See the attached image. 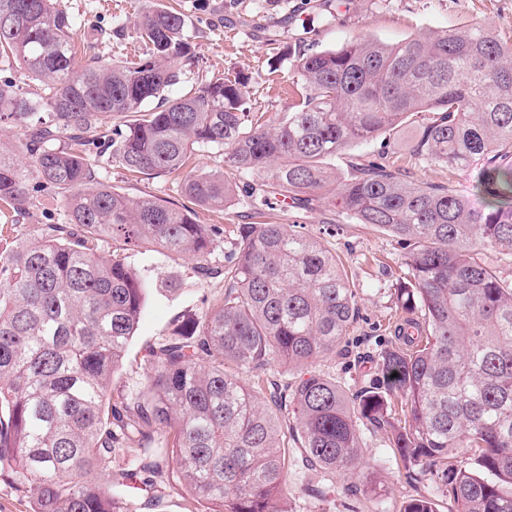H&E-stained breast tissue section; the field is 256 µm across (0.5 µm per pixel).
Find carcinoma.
Returning <instances> with one entry per match:
<instances>
[{
    "mask_svg": "<svg viewBox=\"0 0 512 512\" xmlns=\"http://www.w3.org/2000/svg\"><path fill=\"white\" fill-rule=\"evenodd\" d=\"M3 17L0 54L39 87L0 81V123L25 130L22 145L0 143V205L29 212L34 177L60 196L67 223L34 224L0 252V485L32 512H123L119 488L149 509L170 462L204 512H287L282 430L297 432L307 469L346 473L361 463L366 419L406 467L437 475L457 512H512V279L484 258L512 255V36L476 22L396 44L300 45L292 102L271 127L247 112L242 76L199 77L170 96L186 79L181 62L196 57L180 11L139 17L138 60L83 65L59 0H0ZM411 117L410 155L474 174L484 204L382 157L337 181L336 205L396 238L407 270L391 288L404 314L395 343L357 401L313 370L347 343L355 285L319 238L281 224L235 225L222 298L148 346L141 391L113 387L147 290L122 253L152 246L206 280L219 273V227L115 192L90 145L112 147L132 173L178 174L184 196L217 211L236 186L190 160L223 149L234 171L267 179L295 208L328 181L324 158ZM275 361L301 372L296 384L272 379ZM135 447L146 461L113 470L116 451Z\"/></svg>",
    "mask_w": 512,
    "mask_h": 512,
    "instance_id": "cac0c4a2",
    "label": "carcinoma"
}]
</instances>
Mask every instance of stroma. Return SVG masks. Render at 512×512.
Masks as SVG:
<instances>
[{
	"label": "stroma",
	"mask_w": 512,
	"mask_h": 512,
	"mask_svg": "<svg viewBox=\"0 0 512 512\" xmlns=\"http://www.w3.org/2000/svg\"><path fill=\"white\" fill-rule=\"evenodd\" d=\"M178 2L187 29L194 37L198 60L193 74L209 78L248 76L251 107L268 122H276L288 109V85L293 59L287 43L273 44L266 30L288 31L304 38L312 50L334 49L357 35L396 43L427 30H445L481 19L501 34L512 31V0H61L75 21L76 43H83L90 26L107 29L123 25L122 35L96 44L95 55L104 60L128 58L139 47L134 20L154 4ZM396 165L409 169L423 183L451 182L460 192L469 190L472 178L464 171L448 172L395 154ZM99 174L105 183L129 196L150 194L184 206L186 198L176 190L171 175H130L118 163L100 157ZM63 206L53 191L41 188L35 207L25 217L0 207V224L12 225L15 237H25L30 225L58 224ZM199 224L218 225L211 259L226 268L235 249L233 229L259 220L283 225L320 237L341 258L358 292L359 315L345 349L324 356L316 368L336 381L349 397H356L377 375L374 358L391 337L388 328L396 316L391 286L403 277L402 249L391 237L369 230L342 215L334 203L332 187L316 190L298 209L285 208L276 196L254 201L237 195L233 205L216 212L194 207ZM127 262L147 281L145 305L139 327L129 344L122 367L114 377L117 388H140L150 368L147 344L170 335L175 325L193 317L219 297L228 284L217 276L194 277L187 259H173L148 248L130 251ZM180 277L178 291L165 283ZM361 464L350 473L314 474L300 458L299 445L288 444V480L283 490L287 512H401L416 496L431 499L437 512H457L438 478L420 468L405 469L385 436L370 424L359 423Z\"/></svg>",
	"instance_id": "35a3bbf8"
}]
</instances>
